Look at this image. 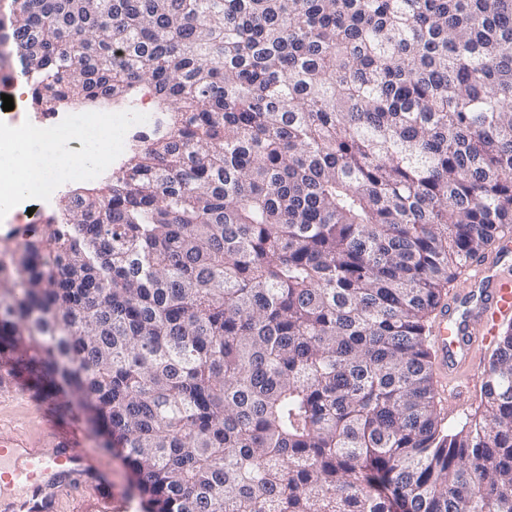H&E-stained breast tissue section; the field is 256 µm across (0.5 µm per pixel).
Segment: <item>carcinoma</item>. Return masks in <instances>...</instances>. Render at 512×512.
Returning <instances> with one entry per match:
<instances>
[{"instance_id": "cac0c4a2", "label": "carcinoma", "mask_w": 512, "mask_h": 512, "mask_svg": "<svg viewBox=\"0 0 512 512\" xmlns=\"http://www.w3.org/2000/svg\"><path fill=\"white\" fill-rule=\"evenodd\" d=\"M31 106L158 99L0 260V377L145 512H512V324L444 424L429 324L512 229V0H10Z\"/></svg>"}]
</instances>
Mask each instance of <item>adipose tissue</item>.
<instances>
[{
    "label": "adipose tissue",
    "instance_id": "1",
    "mask_svg": "<svg viewBox=\"0 0 512 512\" xmlns=\"http://www.w3.org/2000/svg\"><path fill=\"white\" fill-rule=\"evenodd\" d=\"M111 143V134L103 133L82 152L67 155L56 151L53 143L33 137L6 139L0 144V209L14 210L32 180L77 165H97Z\"/></svg>",
    "mask_w": 512,
    "mask_h": 512
}]
</instances>
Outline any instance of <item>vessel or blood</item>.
Here are the masks:
<instances>
[{"label": "vessel or blood", "mask_w": 512, "mask_h": 512, "mask_svg": "<svg viewBox=\"0 0 512 512\" xmlns=\"http://www.w3.org/2000/svg\"><path fill=\"white\" fill-rule=\"evenodd\" d=\"M512 233L473 261L462 288L448 297L431 330L436 363L445 378L449 411L464 403L480 364L512 318ZM34 434L0 436V512H112L116 494L99 460L82 444L76 420L43 410Z\"/></svg>", "instance_id": "obj_1"}]
</instances>
